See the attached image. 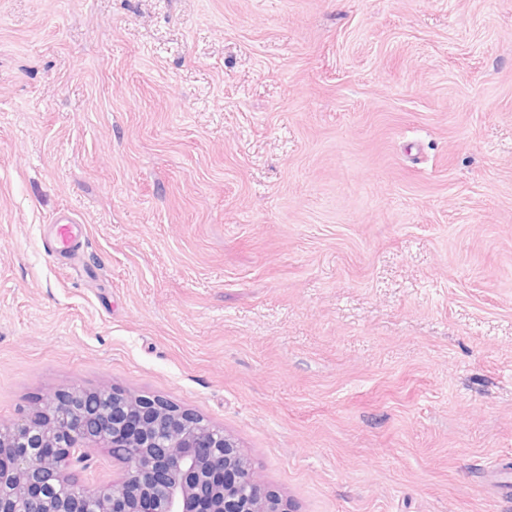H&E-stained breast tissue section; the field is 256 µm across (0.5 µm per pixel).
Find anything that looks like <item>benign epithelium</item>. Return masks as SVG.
<instances>
[{"mask_svg": "<svg viewBox=\"0 0 512 512\" xmlns=\"http://www.w3.org/2000/svg\"><path fill=\"white\" fill-rule=\"evenodd\" d=\"M0 512H295L224 429L168 402L73 387L0 425ZM124 464L81 478L92 452Z\"/></svg>", "mask_w": 512, "mask_h": 512, "instance_id": "7a95c632", "label": "benign epithelium"}]
</instances>
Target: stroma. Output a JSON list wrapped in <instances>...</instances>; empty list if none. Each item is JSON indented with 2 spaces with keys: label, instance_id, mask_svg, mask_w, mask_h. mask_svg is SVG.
<instances>
[{
  "label": "stroma",
  "instance_id": "stroma-1",
  "mask_svg": "<svg viewBox=\"0 0 512 512\" xmlns=\"http://www.w3.org/2000/svg\"><path fill=\"white\" fill-rule=\"evenodd\" d=\"M72 387L512 512V0H0V424Z\"/></svg>",
  "mask_w": 512,
  "mask_h": 512
}]
</instances>
